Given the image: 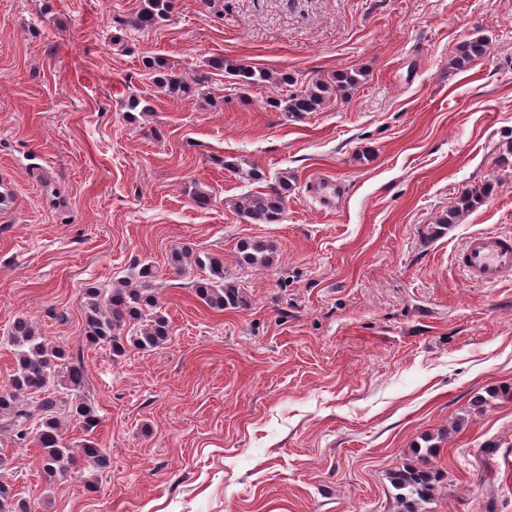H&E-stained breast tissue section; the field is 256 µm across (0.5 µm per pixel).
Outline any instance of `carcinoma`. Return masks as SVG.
Wrapping results in <instances>:
<instances>
[{
    "mask_svg": "<svg viewBox=\"0 0 512 512\" xmlns=\"http://www.w3.org/2000/svg\"><path fill=\"white\" fill-rule=\"evenodd\" d=\"M174 4L175 0H138L130 25L140 32L152 31L169 20ZM489 50L486 39H468L456 49L453 64L459 70H466ZM147 65L160 73L159 87L170 97H191L206 81V77L199 76L189 82L165 61L155 59ZM211 67L225 71L244 86H265L273 81L294 85L286 73L276 77L265 69L236 61L217 59ZM358 82V73L340 72L329 82L315 81L303 89L290 90L272 104L287 118L299 119L317 111L331 94L350 93ZM292 191L291 178L282 174L266 189L245 197L238 216L247 224H279ZM490 192L489 184L461 192L454 204L437 217L436 225L446 227L457 223L482 204ZM238 255L239 262L248 266L271 267L277 262L274 246L262 240L243 242L238 246ZM170 265L178 272L192 265L206 272L196 283L195 293L208 308L222 312L247 306V297L237 282L224 275L223 259L175 249L171 252ZM153 278V266L140 263L120 281L86 288V342L107 347L114 357L124 355L128 343L150 350L169 342L171 323L150 288ZM10 342L14 370L10 385L0 390V429L41 450L42 471L49 480L71 472L91 473L109 468L111 457L95 438L100 417L83 395L85 375L80 356L49 345L26 319L14 322ZM65 419L78 424L83 438L75 443L65 439L62 427ZM391 482L399 490L403 512H416L415 505L434 491L436 477L424 465H406L392 473ZM0 512H34V508L30 500L1 480Z\"/></svg>",
    "mask_w": 512,
    "mask_h": 512,
    "instance_id": "cac0c4a2",
    "label": "carcinoma"
}]
</instances>
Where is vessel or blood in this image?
<instances>
[{"label":"vessel or blood","instance_id":"1","mask_svg":"<svg viewBox=\"0 0 512 512\" xmlns=\"http://www.w3.org/2000/svg\"><path fill=\"white\" fill-rule=\"evenodd\" d=\"M457 263L470 282L485 286L512 279V237L481 231L467 237Z\"/></svg>","mask_w":512,"mask_h":512}]
</instances>
